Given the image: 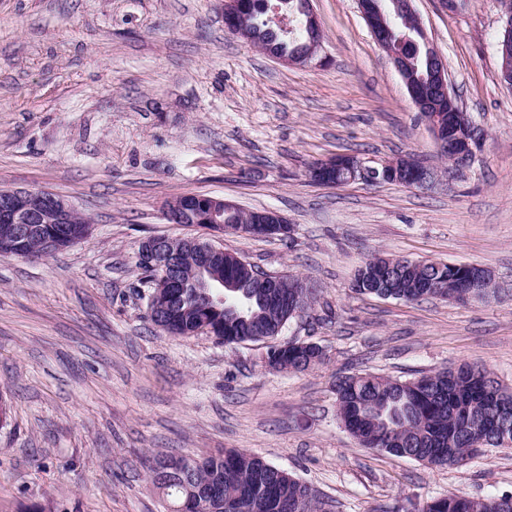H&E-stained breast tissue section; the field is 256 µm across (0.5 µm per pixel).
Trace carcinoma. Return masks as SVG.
<instances>
[{"label": "carcinoma", "instance_id": "obj_1", "mask_svg": "<svg viewBox=\"0 0 512 512\" xmlns=\"http://www.w3.org/2000/svg\"><path fill=\"white\" fill-rule=\"evenodd\" d=\"M253 12L243 24L247 38L273 57L302 55L321 37L307 28L292 32L268 22L260 10L266 0H253ZM420 78L429 76L431 60L421 46L406 53ZM56 224H38L29 240L33 256ZM365 266L380 269L382 278L354 286L358 294L388 295L415 302L427 298L466 302L480 296L479 281L489 271L462 269L447 263L419 261L386 270L387 260L374 256ZM301 278L290 276L280 289L281 299L270 300L255 265H245L238 254L224 252V299L215 301L213 312L192 288L165 302L178 322L169 325L148 319L162 331L179 337L197 332L226 345L260 342L280 335L285 325L299 316V307L311 308L314 289L297 288ZM269 367L303 372L325 359L317 346L287 341L267 351ZM337 414L349 435L363 448L410 458L430 467L459 466L489 447L501 446L504 432L512 438V390L503 387L487 369L462 364L411 380L371 373L342 375L336 379ZM148 481L171 500V512H329L315 492L293 475L243 449H226L207 455H158L148 459ZM428 512H512V495L470 497L451 494L431 500Z\"/></svg>", "mask_w": 512, "mask_h": 512}]
</instances>
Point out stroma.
<instances>
[{
    "label": "stroma",
    "instance_id": "35a3bbf8",
    "mask_svg": "<svg viewBox=\"0 0 512 512\" xmlns=\"http://www.w3.org/2000/svg\"><path fill=\"white\" fill-rule=\"evenodd\" d=\"M317 59L286 65L231 34L224 0H0V188L65 196L89 235L42 258H0V512H167L150 453L245 449L310 485L332 512H392L456 492L512 495V448L459 467L357 445L337 376L409 380L461 363L512 388V88L499 79L501 0H412L480 129L449 173L357 0H311ZM412 154L425 187H326L311 163ZM207 194L284 215L287 237L168 223ZM200 236L317 291L285 340L326 358L276 371L264 343L162 333L135 271L148 236ZM489 268L461 304L355 293L372 255Z\"/></svg>",
    "mask_w": 512,
    "mask_h": 512
}]
</instances>
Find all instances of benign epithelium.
I'll return each instance as SVG.
<instances>
[{
	"label": "benign epithelium",
	"instance_id": "1",
	"mask_svg": "<svg viewBox=\"0 0 512 512\" xmlns=\"http://www.w3.org/2000/svg\"><path fill=\"white\" fill-rule=\"evenodd\" d=\"M360 12L378 45L388 54L402 77L407 91L419 111L428 112V124L436 147L446 154L452 150L463 158V164L471 160L480 140V133L472 121L464 118L455 103V95L448 85V71L442 64L433 67L432 75L426 82L411 76L407 60L395 51L390 39L389 15L382 0H358ZM501 35L498 52L504 58L512 56V14L501 18ZM310 175L318 183L328 187L347 184L365 179L376 184L391 183L423 187L433 178V172L425 165L417 164L409 157L387 160L377 167L364 166L354 158L337 156L312 165ZM236 208V204L221 197L211 196L201 206L189 198L177 197L164 206V217L172 224L190 220L217 232L227 230L224 211ZM75 207L64 197L45 191L25 189H4L0 191V246L19 257H28L27 243L32 225L49 220L59 223L71 220ZM238 233L254 237H271L288 234V224L283 216L274 210L263 212L249 224L234 228ZM89 229L64 230L48 242L49 248H67L82 241ZM184 247L195 253L199 264V276L191 282L195 288H209L211 281L224 283V278L212 274L223 267L224 249L212 242L196 238L183 240ZM138 258L151 267L161 269L155 287L168 295L182 286L171 272L174 267L172 239L166 235H153L140 243Z\"/></svg>",
	"mask_w": 512,
	"mask_h": 512
}]
</instances>
